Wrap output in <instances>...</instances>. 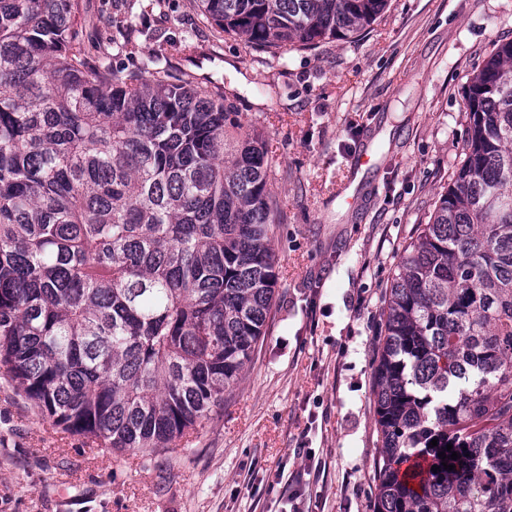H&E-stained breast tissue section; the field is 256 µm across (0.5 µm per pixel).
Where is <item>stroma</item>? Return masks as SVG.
Wrapping results in <instances>:
<instances>
[{"label":"stroma","instance_id":"35a3bbf8","mask_svg":"<svg viewBox=\"0 0 512 512\" xmlns=\"http://www.w3.org/2000/svg\"><path fill=\"white\" fill-rule=\"evenodd\" d=\"M89 56L128 82L235 94L274 158L275 302L243 377L187 451L91 456L0 377V512H375L382 308L468 137L467 77L512 41V0H388L352 37L282 56L224 35L197 0H78ZM370 140L373 164L349 157ZM283 481H275V472Z\"/></svg>","mask_w":512,"mask_h":512}]
</instances>
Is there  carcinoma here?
<instances>
[{"instance_id":"obj_1","label":"carcinoma","mask_w":512,"mask_h":512,"mask_svg":"<svg viewBox=\"0 0 512 512\" xmlns=\"http://www.w3.org/2000/svg\"><path fill=\"white\" fill-rule=\"evenodd\" d=\"M386 2L198 0L273 54L357 34ZM75 11L0 0V370L96 454L176 453L272 308V159L222 92L158 58L136 84L88 58ZM466 112L385 302L376 512H512V41L468 79Z\"/></svg>"}]
</instances>
